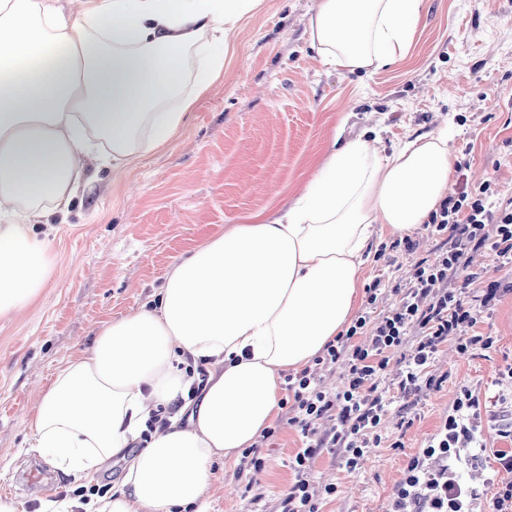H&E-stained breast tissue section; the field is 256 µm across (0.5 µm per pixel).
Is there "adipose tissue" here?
Here are the masks:
<instances>
[{
  "label": "adipose tissue",
  "instance_id": "1",
  "mask_svg": "<svg viewBox=\"0 0 512 512\" xmlns=\"http://www.w3.org/2000/svg\"><path fill=\"white\" fill-rule=\"evenodd\" d=\"M263 0H0V316L38 294L51 265L33 224L65 215L105 138L123 163L167 144L224 73ZM428 0H320L309 40L323 65L376 72L410 53ZM197 53L188 93L185 57ZM458 156L447 129L384 152L357 137L327 149L303 193L210 237L169 270L156 305L105 323L57 370L28 414L30 449L90 479L174 410L90 512H183L273 422L284 374L349 324L364 258L404 237L448 196ZM209 377L188 399L190 363Z\"/></svg>",
  "mask_w": 512,
  "mask_h": 512
}]
</instances>
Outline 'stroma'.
Returning a JSON list of instances; mask_svg holds the SVG:
<instances>
[{
	"mask_svg": "<svg viewBox=\"0 0 512 512\" xmlns=\"http://www.w3.org/2000/svg\"><path fill=\"white\" fill-rule=\"evenodd\" d=\"M319 2L264 0L244 21L223 81L197 100L171 144L121 165L87 157L67 216L32 225L50 243L52 270L31 303L0 317V479L13 480L19 512H52L51 502L83 485L66 476L51 490L28 491L29 469L44 462L28 450L27 415L56 369L90 348L104 322L153 300L179 258L241 218L298 197L333 135L378 136L389 149L448 128L464 166L450 192L487 181L496 200H512V0H429L408 58L374 73L322 65L308 35ZM414 238L419 247L408 253L384 237L362 286L390 292L415 261L435 257L439 238L423 227ZM478 329L496 337V349L463 356L443 347L431 372L447 382L422 390L410 427L391 407L382 445L360 469L347 473L332 448L315 459L314 483L337 486L324 512H387L408 457L460 386L512 392L499 381L512 360V294ZM301 444L290 428L269 440L267 469L250 489L237 461L215 463L207 512H280L294 478L288 460Z\"/></svg>",
	"mask_w": 512,
	"mask_h": 512,
	"instance_id": "stroma-1",
	"label": "stroma"
}]
</instances>
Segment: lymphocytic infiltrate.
<instances>
[{
    "label": "lymphocytic infiltrate",
    "mask_w": 512,
    "mask_h": 512,
    "mask_svg": "<svg viewBox=\"0 0 512 512\" xmlns=\"http://www.w3.org/2000/svg\"><path fill=\"white\" fill-rule=\"evenodd\" d=\"M427 229L441 240L438 256L415 264L399 300L380 309L378 286L368 287L370 312L358 316L310 365L286 375L287 396L281 405L287 425L301 434L302 446L289 459L294 479L281 512H321L327 498L336 494V484L318 489L308 479L322 449H341L343 466L351 473L360 466L365 449L380 445L378 428L391 401L378 388L395 350L411 347L397 384L408 399L421 392L420 381L442 345L453 344L458 353L470 356L494 347L495 337L478 332L477 326L482 314L512 294V281L471 271L468 253L485 248L498 267H512V200L492 201L490 183H482L449 196ZM458 276L464 279L460 288L451 284ZM472 284L481 292L476 306L465 297L466 286ZM411 336L416 339L412 345L407 342ZM338 366L344 370L345 385L331 393L323 389L321 374ZM490 429L505 440V447L488 450L484 436ZM488 462L494 474L506 476L492 500V512H512V401L492 414L480 392L465 386L421 450L408 460L388 512H470L478 491L467 483L465 470Z\"/></svg>",
    "instance_id": "lymphocytic-infiltrate-1"
}]
</instances>
